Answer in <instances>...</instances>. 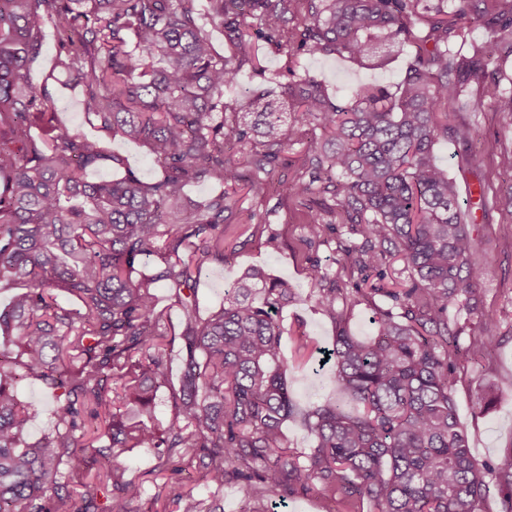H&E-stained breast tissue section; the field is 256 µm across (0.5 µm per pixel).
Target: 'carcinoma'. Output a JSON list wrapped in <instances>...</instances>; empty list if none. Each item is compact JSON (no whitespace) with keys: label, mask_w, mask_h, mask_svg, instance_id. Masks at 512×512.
Masks as SVG:
<instances>
[{"label":"carcinoma","mask_w":512,"mask_h":512,"mask_svg":"<svg viewBox=\"0 0 512 512\" xmlns=\"http://www.w3.org/2000/svg\"><path fill=\"white\" fill-rule=\"evenodd\" d=\"M208 2L227 56L189 0H0V288L21 289L0 310V512H132L143 491L128 476L134 448L155 450L175 512H218L226 481L241 486L240 512H271L311 490L353 507L366 501L370 512H483L505 489L503 512H512V452L493 467L478 462L458 419L459 362L490 352L494 339L478 329L462 347L448 322L451 303L478 311L486 257L456 180L434 156L449 109L471 86L512 114V93L489 72L512 57V0L494 10L454 0L450 12L447 0ZM45 18L57 21V64L82 88L84 112L102 132L147 145L156 181L132 171L87 179L116 157L57 122L48 85L30 82ZM473 26L493 38L449 52L448 40L466 44ZM252 29L291 60L338 54L377 67L407 43L414 61L397 96L372 87L335 103L318 84L292 78L273 93L245 92L230 120L224 88L244 67L258 70ZM303 123L328 135L308 158V176L289 187L310 199V232L340 223L362 238L342 248V285L323 287L327 272L310 268L317 303L337 328L326 354L353 411L339 401L295 406L279 317L294 294L265 267L245 268L217 311L199 312L197 272L227 260L224 211L233 205L222 192L189 205L185 187L244 182L265 191ZM231 141L248 148L239 160L224 152ZM150 256L158 262L146 275L139 266ZM395 259L404 264L400 287L369 285ZM159 284L175 290L177 333L157 310ZM59 291L79 308L60 306ZM377 295L390 307L377 308L375 335L349 334L337 299ZM176 345L183 370L172 387L165 357ZM22 379L44 384L53 404L54 429L35 440ZM163 385L173 417L160 429ZM290 420L313 440L304 456L285 442ZM185 465L200 471L210 497L182 489ZM75 478L77 501L65 492Z\"/></svg>","instance_id":"obj_1"}]
</instances>
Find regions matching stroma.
<instances>
[{
	"label": "stroma",
	"instance_id": "stroma-1",
	"mask_svg": "<svg viewBox=\"0 0 512 512\" xmlns=\"http://www.w3.org/2000/svg\"><path fill=\"white\" fill-rule=\"evenodd\" d=\"M251 51L259 56L264 72L259 76L248 71L239 73L224 90L227 108H234L244 91L257 86L269 90L288 81L292 69L299 77L321 83L331 98L342 102L351 100L353 90L359 87H383L393 93L414 59L413 48L407 46L393 53L383 68L364 67L334 54L304 57L293 67L285 52L271 48L258 35L253 38ZM54 88L56 119L88 137L101 139L106 150L120 159L118 165L89 172L90 180L114 179L128 170L147 182L159 177V168L140 142L121 135L102 137L81 106L79 89L64 78L56 79ZM448 126L467 127L468 143L452 136L444 138L435 145L434 153L457 180L460 205L469 212L471 234L478 249L489 256L480 278L484 290L481 312L469 315L452 305L448 308V321L465 335L473 328L484 327L496 343L488 358L461 360L453 389L472 455L479 462L493 464L512 452V386L501 383L504 376H512V234L503 231L506 223L512 222V116L498 112L491 100L473 88L450 110ZM322 143L319 131L306 129L300 143L289 150L287 165L278 169L267 191L256 195L247 187H238L237 205L255 212V226L239 239H226L224 246L233 249V256L223 263L205 262L198 276L199 306L204 315L219 308L225 288L248 266H265L274 277L287 281L295 299L280 313L289 330L282 343L288 358L289 390L302 410L339 396L334 368L319 363L320 350L331 346L336 326L316 304L318 288L309 277V268L316 264L327 271L329 278L343 277L341 249L352 239L342 226L311 234L306 224V201L284 188L285 183L302 173L304 158L320 149ZM467 148L482 155L479 170L466 166L463 151ZM299 330L308 339V347L302 351L297 348L295 336ZM490 383L499 387L497 398L490 409L479 410L475 401ZM18 391L37 410L27 429L28 438L34 440L52 430L53 407L46 400L43 385L24 380ZM156 463L151 449H140L130 456L129 473L139 478L144 488L142 498L132 505L134 512H149L153 505L155 486L163 481L154 470Z\"/></svg>",
	"mask_w": 512,
	"mask_h": 512
}]
</instances>
